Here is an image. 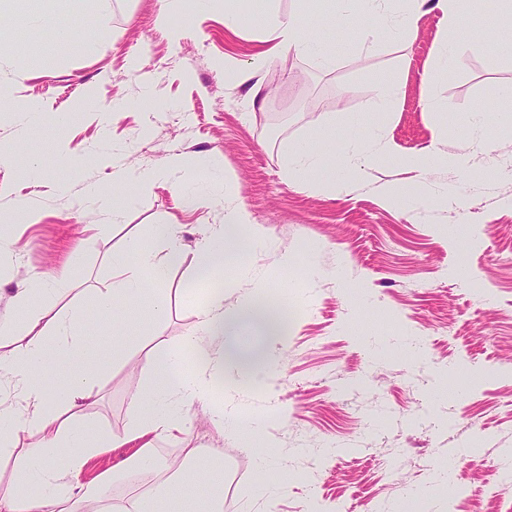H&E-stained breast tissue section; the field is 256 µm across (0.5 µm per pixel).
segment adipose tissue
Instances as JSON below:
<instances>
[{
    "label": "adipose tissue",
    "mask_w": 512,
    "mask_h": 512,
    "mask_svg": "<svg viewBox=\"0 0 512 512\" xmlns=\"http://www.w3.org/2000/svg\"><path fill=\"white\" fill-rule=\"evenodd\" d=\"M268 27L278 51L316 53L324 62H331V55L320 42L309 39L295 16L270 15ZM249 221L243 206L225 207L223 223L212 225L196 247L201 277L216 278L228 260L238 259L250 249V242L238 234ZM158 235L166 245L165 259H157L135 236L127 249L136 255V266H126L121 257H114L112 282L96 297L98 324L88 323L80 309L63 314L44 303L52 283H63V276H31L16 290L13 314L0 322V386L6 384L14 390L13 396H0V461L11 463L9 483L0 490V512H153L156 494L134 488L114 499L105 491L117 477L155 466L157 439L185 429V409L206 401L215 380L238 375L241 359L261 355V363L248 376L258 382L272 378L280 352L271 331V314L253 296L228 306L223 293L214 291L199 312L198 332L184 339L185 346L196 352L199 368L182 371L172 354L155 346L146 349L142 367L153 390L152 400L147 403L142 396L132 397L134 421L124 433L83 427V403L102 375L98 365L83 364L70 372L61 388H48L47 378L58 360L92 344L96 327L124 330V320L115 313L117 303L134 304L156 322L164 318L170 302L164 287L168 266L181 255L182 242L174 225L160 227ZM24 433L38 436V445L19 447ZM136 440L141 446L133 456L121 459L91 481H83V472L106 449ZM198 484L209 489L206 512H224L223 468L195 470L189 482L170 476L161 480L159 487L165 494L188 500Z\"/></svg>",
    "instance_id": "adipose-tissue-1"
}]
</instances>
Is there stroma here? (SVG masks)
Here are the masks:
<instances>
[{
  "mask_svg": "<svg viewBox=\"0 0 512 512\" xmlns=\"http://www.w3.org/2000/svg\"><path fill=\"white\" fill-rule=\"evenodd\" d=\"M459 46L443 69L440 11H421L414 31L388 30L363 40L371 24L363 0H238L237 32L224 27L221 0H8L0 9L37 10L64 23L69 37L49 43L43 29L3 28L24 45L32 69H0V231L15 242L0 255V317L30 275L67 273L52 301L95 319L94 296L112 280V257L139 236L155 251L159 226H179L180 259L166 283L161 322L139 318L124 334L100 331L90 357L106 372L88 400L90 428L125 432L131 398L149 387L140 367L144 346L182 349L198 322L204 294L184 298L195 282L196 244L224 221L231 199L249 212L247 250L225 269L224 302L236 304L262 277L269 294L287 290L296 321L271 387L217 383L208 404L187 410L183 432L158 440L157 453H192L198 466L233 463L238 481L224 512H512V489L500 482L512 450V53L488 50L487 14L512 26L497 0H467ZM293 14L335 59L272 54L263 19ZM382 78L401 86L388 112L373 108ZM40 98L45 112L25 118L20 106ZM435 110H427V103ZM355 117L352 137L377 135L384 149L360 174L343 164L286 177L282 159L320 143L324 124ZM31 134L21 138V122ZM482 122L490 142L472 135ZM441 144L467 158L465 168L434 167L440 196L418 210L403 200L419 171L404 154ZM183 158L169 169L173 157ZM168 168L163 180L130 190L122 162ZM339 190H330V183ZM402 198L390 206L384 187ZM215 187L222 200L189 209L181 195ZM117 203L102 207L99 196ZM25 199L36 222L17 216ZM294 263L280 265L281 253ZM324 270L308 283L310 260ZM404 334L425 355L417 361L376 337ZM475 373L468 389L440 394L441 370ZM239 408L263 421L271 470L255 449L213 424L211 409ZM454 498L433 475L449 449ZM281 491L268 497L265 485Z\"/></svg>",
  "mask_w": 512,
  "mask_h": 512,
  "instance_id": "35a3bbf8",
  "label": "stroma"
}]
</instances>
